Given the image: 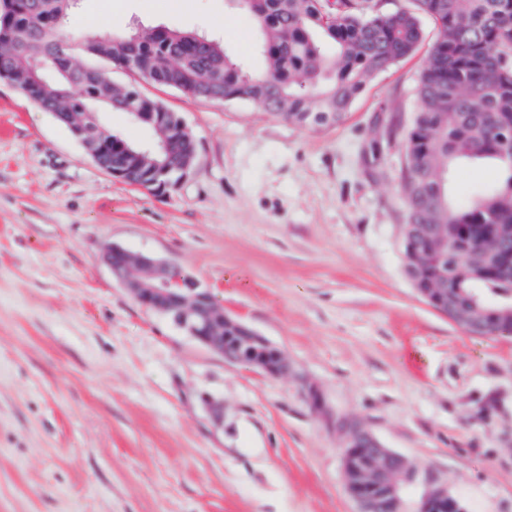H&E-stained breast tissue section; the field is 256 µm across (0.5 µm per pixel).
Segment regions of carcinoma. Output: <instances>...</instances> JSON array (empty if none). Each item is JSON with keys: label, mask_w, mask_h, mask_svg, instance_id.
<instances>
[{"label": "carcinoma", "mask_w": 512, "mask_h": 512, "mask_svg": "<svg viewBox=\"0 0 512 512\" xmlns=\"http://www.w3.org/2000/svg\"><path fill=\"white\" fill-rule=\"evenodd\" d=\"M246 0L261 39L258 50L267 72L247 71L229 55L221 40L161 27L136 28L112 37L72 41L63 22L71 0H12L5 21L11 38L0 37V72L28 85L26 97L56 121L71 128V117L106 106L134 111L131 118L169 151L139 161L142 174L163 164L176 169L197 157L196 141L179 131L177 119L161 103L133 85L113 84L110 102L102 95L99 68H116L135 57L150 81L198 97L203 80L221 85L226 101H251L275 116L310 127L321 116L338 122L377 73L414 54L422 39V21L437 27V37L416 87L418 109L404 139L406 167L400 193L407 204H428L433 223L443 225L447 242L430 250L420 240L403 246L404 265L426 251L418 279L423 287L444 277L459 306H476L494 335L512 334V280H501L495 267L480 268L459 257L454 239L461 232L469 248L491 250L498 228L512 227V164L501 154L512 141V0H410L393 11L361 12L347 0ZM43 64L47 77L31 82L30 63ZM453 96H448V91ZM490 161L495 184L454 205L448 182L461 162Z\"/></svg>", "instance_id": "cac0c4a2"}]
</instances>
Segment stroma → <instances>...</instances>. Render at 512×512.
Listing matches in <instances>:
<instances>
[{
    "label": "stroma",
    "instance_id": "obj_1",
    "mask_svg": "<svg viewBox=\"0 0 512 512\" xmlns=\"http://www.w3.org/2000/svg\"><path fill=\"white\" fill-rule=\"evenodd\" d=\"M117 3L105 35L211 33L265 67L239 0ZM423 28L326 128L109 69L196 139L164 196L100 170L0 81V512H356L326 412L418 470L406 512L433 486L465 512H512V336L468 335L403 269L402 144L437 35ZM113 244L210 288L296 377L227 362L143 307L104 261Z\"/></svg>",
    "mask_w": 512,
    "mask_h": 512
}]
</instances>
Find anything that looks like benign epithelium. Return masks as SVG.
<instances>
[{
    "label": "benign epithelium",
    "mask_w": 512,
    "mask_h": 512,
    "mask_svg": "<svg viewBox=\"0 0 512 512\" xmlns=\"http://www.w3.org/2000/svg\"><path fill=\"white\" fill-rule=\"evenodd\" d=\"M80 143L86 149L94 164L113 178L132 184H139L137 171L128 164L102 166L100 158L106 153L105 141L100 135L96 112H87L78 122ZM194 164L187 162L178 167L174 174L163 170L165 180L157 185L153 193L160 194L167 188H175L192 172ZM427 207L411 210L406 228L410 238L436 241L440 235L428 224ZM112 259L106 261L113 274L120 278L127 290L146 308L168 315L188 335L208 349L224 354V341L231 338L245 348L249 354V365L263 374L282 378L296 375L294 365L264 336L224 311L213 308L214 298L209 289L201 286L194 278L178 273L170 276L173 264L152 254H133L113 244L106 249ZM439 313L458 325H462L472 336H487L486 325L471 318L453 299H448L446 308ZM328 426L349 435L343 457V476L346 490L357 505L356 512H404L400 489L404 483L416 480L418 472L398 453L384 447L364 424L356 419L335 421L326 419ZM451 504L455 509L462 507L443 487H433L420 501L417 512H438L440 507Z\"/></svg>",
    "instance_id": "benign-epithelium-1"
}]
</instances>
